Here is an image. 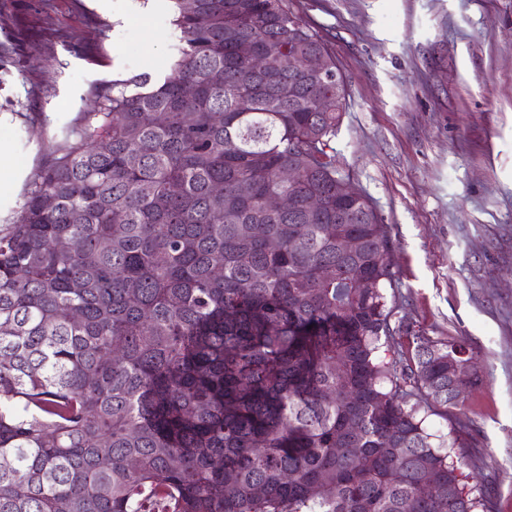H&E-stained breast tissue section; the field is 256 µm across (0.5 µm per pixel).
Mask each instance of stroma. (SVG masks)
<instances>
[{
  "instance_id": "stroma-1",
  "label": "stroma",
  "mask_w": 512,
  "mask_h": 512,
  "mask_svg": "<svg viewBox=\"0 0 512 512\" xmlns=\"http://www.w3.org/2000/svg\"><path fill=\"white\" fill-rule=\"evenodd\" d=\"M290 8L344 76L336 166L388 227L402 314L478 356L450 455L512 512V0ZM171 16V0H0V138L21 190L113 80L165 70Z\"/></svg>"
}]
</instances>
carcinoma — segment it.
Segmentation results:
<instances>
[{"instance_id": "cac0c4a2", "label": "carcinoma", "mask_w": 512, "mask_h": 512, "mask_svg": "<svg viewBox=\"0 0 512 512\" xmlns=\"http://www.w3.org/2000/svg\"><path fill=\"white\" fill-rule=\"evenodd\" d=\"M172 3L165 75L112 81L0 227V512H488L448 452L473 355L398 316L386 225L336 223L375 207L336 201L288 0Z\"/></svg>"}]
</instances>
